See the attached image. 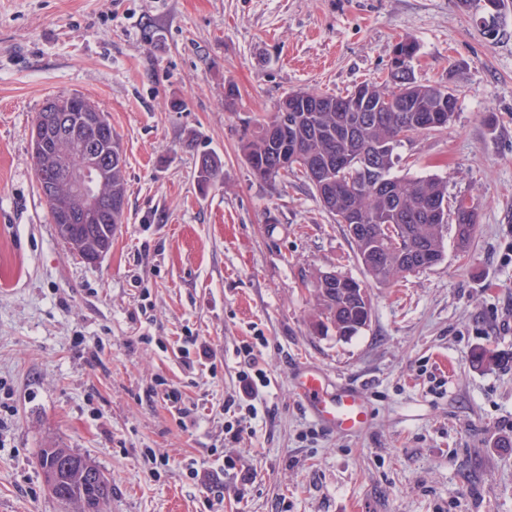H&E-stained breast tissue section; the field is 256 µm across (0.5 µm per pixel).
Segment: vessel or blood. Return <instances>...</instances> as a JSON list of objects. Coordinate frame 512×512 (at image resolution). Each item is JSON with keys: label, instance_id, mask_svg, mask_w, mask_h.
Returning a JSON list of instances; mask_svg holds the SVG:
<instances>
[{"label": "vessel or blood", "instance_id": "obj_1", "mask_svg": "<svg viewBox=\"0 0 512 512\" xmlns=\"http://www.w3.org/2000/svg\"><path fill=\"white\" fill-rule=\"evenodd\" d=\"M294 390L305 409L326 430L358 435L371 423L370 401L355 384L332 390L321 370L301 366L294 373Z\"/></svg>", "mask_w": 512, "mask_h": 512}]
</instances>
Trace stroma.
<instances>
[{"instance_id": "35a3bbf8", "label": "stroma", "mask_w": 512, "mask_h": 512, "mask_svg": "<svg viewBox=\"0 0 512 512\" xmlns=\"http://www.w3.org/2000/svg\"><path fill=\"white\" fill-rule=\"evenodd\" d=\"M482 14L477 0H0V512H76L46 490L51 445L111 480L105 512H512V0L497 36ZM404 38L416 81L452 86L458 106L404 141L396 173L447 180L477 228L464 251L447 236L436 266L368 283L358 335L320 336L315 274L367 275L307 181L253 175L244 123L292 90L384 79ZM71 94L108 114L126 156V219L95 263L57 236L34 170L36 115ZM205 152L222 168L202 189ZM247 344L265 385L255 412L230 414ZM479 347L500 362L475 364ZM302 362L367 391L366 433L319 427L292 384ZM236 421L251 432L226 445Z\"/></svg>"}]
</instances>
